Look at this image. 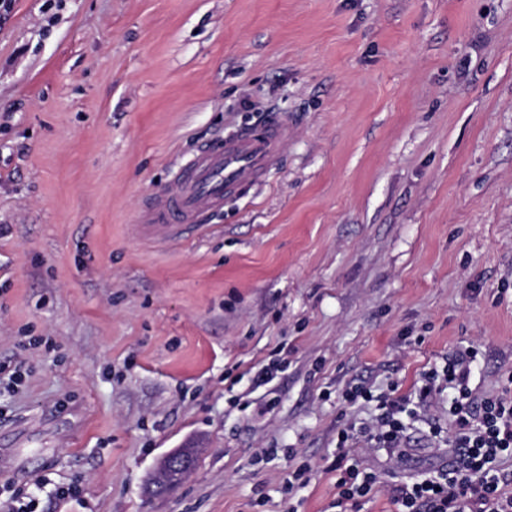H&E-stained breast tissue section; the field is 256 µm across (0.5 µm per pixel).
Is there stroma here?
I'll return each instance as SVG.
<instances>
[{
	"label": "stroma",
	"mask_w": 512,
	"mask_h": 512,
	"mask_svg": "<svg viewBox=\"0 0 512 512\" xmlns=\"http://www.w3.org/2000/svg\"><path fill=\"white\" fill-rule=\"evenodd\" d=\"M277 113L267 179L183 244L151 197ZM0 488L38 512H344L338 431L477 347L512 372V0H11L0 11ZM279 361L255 386L262 366ZM360 460L389 485L445 460ZM200 454L161 496L146 481ZM310 467L287 491L289 472ZM199 450V448L188 445L177 452L162 456L157 463L160 480L156 484L147 483L146 492L154 495L161 493L162 484L167 482L171 477L177 481H182L192 470L195 454L198 453Z\"/></svg>",
	"instance_id": "stroma-1"
}]
</instances>
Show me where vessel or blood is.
I'll list each match as a JSON object with an SVG mask.
<instances>
[{
    "label": "vessel or blood",
    "instance_id": "1",
    "mask_svg": "<svg viewBox=\"0 0 512 512\" xmlns=\"http://www.w3.org/2000/svg\"><path fill=\"white\" fill-rule=\"evenodd\" d=\"M291 133L287 119L273 115L258 131L216 138L198 149L182 166L175 190L151 199L139 226L142 237L191 240L203 231L206 216L223 210L228 199L261 183L279 165Z\"/></svg>",
    "mask_w": 512,
    "mask_h": 512
}]
</instances>
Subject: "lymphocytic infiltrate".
I'll return each mask as SVG.
<instances>
[{"mask_svg":"<svg viewBox=\"0 0 512 512\" xmlns=\"http://www.w3.org/2000/svg\"><path fill=\"white\" fill-rule=\"evenodd\" d=\"M476 355L469 346L453 353L443 366L425 371L411 399L393 388L378 397L363 385L346 390L351 402L376 399L378 413L369 426L345 428L338 434L331 464L338 504L359 507L379 484L378 475L357 458L360 445L403 457L410 446L403 416L427 413L444 393L454 417L449 465L393 485V502L399 512H512V472L499 468L503 453L512 450V392L481 396L470 388Z\"/></svg>","mask_w":512,"mask_h":512,"instance_id":"obj_1","label":"lymphocytic infiltrate"}]
</instances>
